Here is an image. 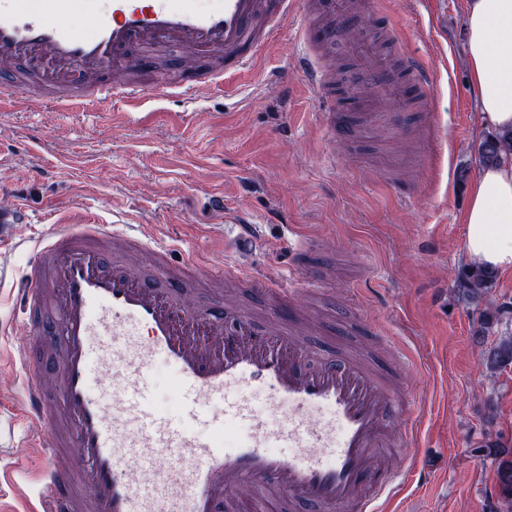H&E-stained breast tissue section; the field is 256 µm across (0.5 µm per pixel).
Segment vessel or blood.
I'll use <instances>...</instances> for the list:
<instances>
[{"label": "vessel or blood", "mask_w": 512, "mask_h": 512, "mask_svg": "<svg viewBox=\"0 0 512 512\" xmlns=\"http://www.w3.org/2000/svg\"><path fill=\"white\" fill-rule=\"evenodd\" d=\"M353 0H0V83L18 112L132 110L152 99H202L225 76L253 66L274 30L295 13L320 21L323 37L344 41L356 87L394 104L370 123L409 134L401 112L427 108L430 80L420 58L400 50L392 27L355 28ZM90 34L69 23L74 10ZM183 56L177 81L135 79L164 46ZM310 53L292 67L330 97L331 77ZM28 218L0 206V235ZM172 244L146 225L93 218L46 234L21 274L9 366L0 365L17 421L16 452L42 460L27 512H386L403 473L393 451L414 433L406 406L410 364L381 329L391 359L382 368L359 345L307 364L324 318L280 312L298 293L288 276L258 282L248 269L218 272L196 255L180 264ZM255 290L250 312L230 296L194 302L198 281ZM175 372L177 416L153 405L152 371ZM262 392L270 416L256 413ZM245 428L246 439L224 434Z\"/></svg>", "instance_id": "vessel-or-blood-1"}]
</instances>
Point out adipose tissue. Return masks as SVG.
<instances>
[{
  "instance_id": "adipose-tissue-1",
  "label": "adipose tissue",
  "mask_w": 512,
  "mask_h": 512,
  "mask_svg": "<svg viewBox=\"0 0 512 512\" xmlns=\"http://www.w3.org/2000/svg\"><path fill=\"white\" fill-rule=\"evenodd\" d=\"M467 67L480 115L512 128V0H466ZM469 260L512 270V161L482 168L471 185L465 217Z\"/></svg>"
}]
</instances>
